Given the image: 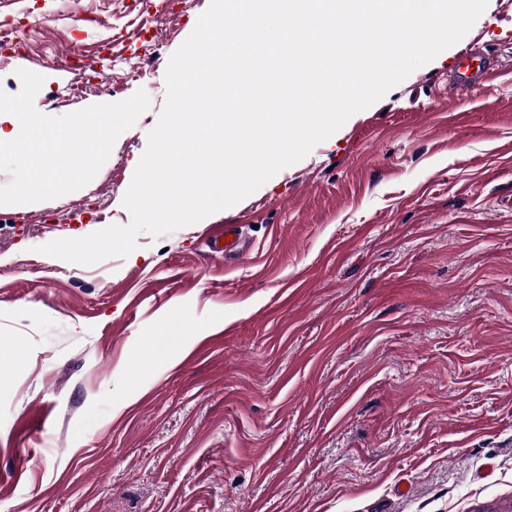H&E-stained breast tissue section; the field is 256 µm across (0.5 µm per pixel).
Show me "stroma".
I'll return each instance as SVG.
<instances>
[{
	"label": "stroma",
	"instance_id": "stroma-1",
	"mask_svg": "<svg viewBox=\"0 0 512 512\" xmlns=\"http://www.w3.org/2000/svg\"><path fill=\"white\" fill-rule=\"evenodd\" d=\"M209 4L0 8L23 41L1 91L23 68L46 115L151 100L86 186L0 205V512H512V0L237 204L125 257L38 253L129 223L169 58ZM466 51L490 74L459 97ZM219 224L242 227L235 260L206 246Z\"/></svg>",
	"mask_w": 512,
	"mask_h": 512
}]
</instances>
